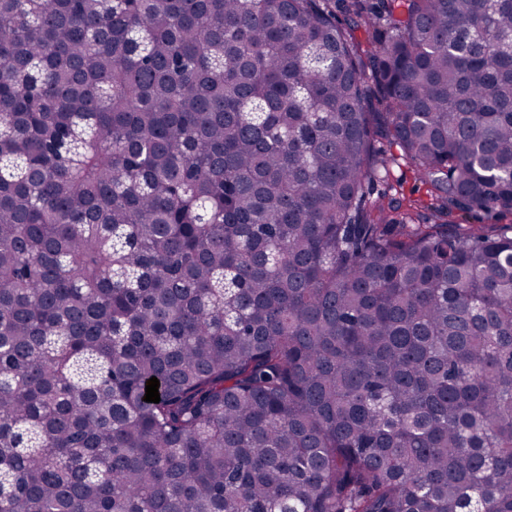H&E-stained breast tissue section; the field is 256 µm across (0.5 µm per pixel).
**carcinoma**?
<instances>
[{"instance_id":"1","label":"carcinoma","mask_w":512,"mask_h":512,"mask_svg":"<svg viewBox=\"0 0 512 512\" xmlns=\"http://www.w3.org/2000/svg\"><path fill=\"white\" fill-rule=\"evenodd\" d=\"M382 140L512 215V0H0V512H512V224ZM390 176L386 182H378L372 186L370 201L378 204L385 203L390 198L403 200L404 204L409 199L426 204L430 199V186L424 182L414 170V167L402 159L396 160L390 165Z\"/></svg>"}]
</instances>
